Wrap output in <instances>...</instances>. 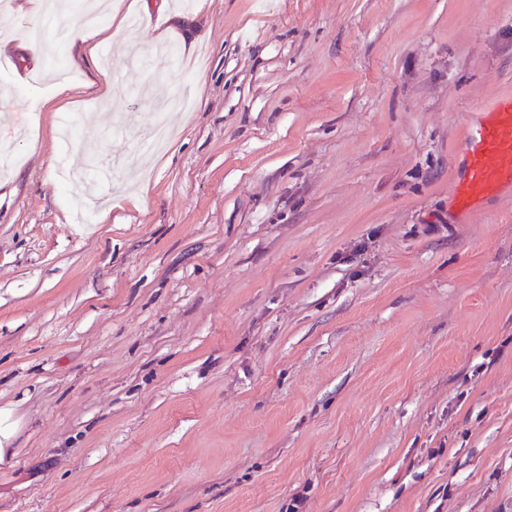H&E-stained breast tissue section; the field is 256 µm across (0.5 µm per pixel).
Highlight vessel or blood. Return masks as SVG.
I'll return each mask as SVG.
<instances>
[{"instance_id":"obj_1","label":"vessel or blood","mask_w":512,"mask_h":512,"mask_svg":"<svg viewBox=\"0 0 512 512\" xmlns=\"http://www.w3.org/2000/svg\"><path fill=\"white\" fill-rule=\"evenodd\" d=\"M512 188V98L502 99L468 130L464 191L485 197Z\"/></svg>"}]
</instances>
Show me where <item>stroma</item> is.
<instances>
[{"label":"stroma","mask_w":512,"mask_h":512,"mask_svg":"<svg viewBox=\"0 0 512 512\" xmlns=\"http://www.w3.org/2000/svg\"><path fill=\"white\" fill-rule=\"evenodd\" d=\"M140 1L0 68V512H512V0ZM103 32L82 21H72L68 26V34L81 43L83 58L87 64L97 65L100 43L112 37V33L109 36H103ZM464 191L485 197L512 188V98L502 99L468 130Z\"/></svg>","instance_id":"1"}]
</instances>
